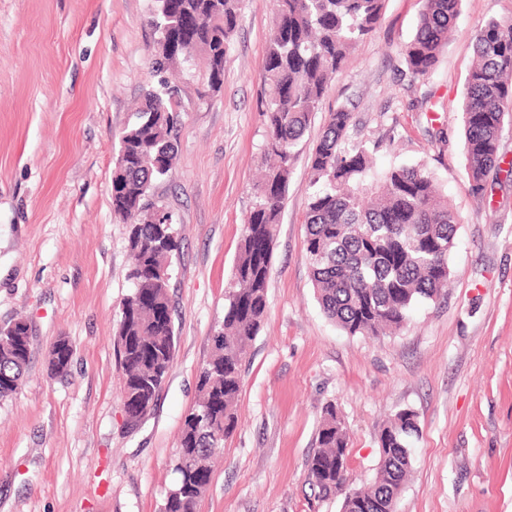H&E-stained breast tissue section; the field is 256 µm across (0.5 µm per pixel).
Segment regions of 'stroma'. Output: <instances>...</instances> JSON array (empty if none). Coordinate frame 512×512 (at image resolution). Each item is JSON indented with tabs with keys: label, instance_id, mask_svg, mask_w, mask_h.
I'll use <instances>...</instances> for the list:
<instances>
[{
	"label": "stroma",
	"instance_id": "obj_1",
	"mask_svg": "<svg viewBox=\"0 0 512 512\" xmlns=\"http://www.w3.org/2000/svg\"><path fill=\"white\" fill-rule=\"evenodd\" d=\"M423 0H386L310 120L275 227L269 312L242 365L238 424L197 512H340L306 482L326 405L349 434L352 486L367 485L390 416L417 415L398 512H512V183L475 197L461 103L474 35L512 0H462L434 74L411 82L400 48ZM154 0H0V326L31 329L23 383L0 400V512H162L197 370L224 320L254 184L264 168V70L273 0H244L219 92L195 56L181 86L178 156L151 190L180 250L169 294L177 336L153 408L125 422L113 337L129 294L127 226L112 212L119 136L146 89ZM430 96L433 112L421 111ZM380 166L422 165L460 217L454 278L400 331L339 330L317 304L305 252L308 154L337 107ZM68 371L47 373L60 337Z\"/></svg>",
	"mask_w": 512,
	"mask_h": 512
}]
</instances>
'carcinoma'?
Here are the masks:
<instances>
[{
  "mask_svg": "<svg viewBox=\"0 0 512 512\" xmlns=\"http://www.w3.org/2000/svg\"><path fill=\"white\" fill-rule=\"evenodd\" d=\"M151 26L158 38L155 73L208 57L207 83L221 90L224 63L241 18L242 0H156ZM384 0H274L273 28L264 59L267 100L265 155L273 159L254 187L234 264V286L215 330L213 351L197 375L199 400L186 415L175 464L177 480L163 512H196L211 482V461L224 453L236 426L242 362L269 308L274 230L288 197L298 147L312 114L322 107L328 82L352 49L377 28ZM461 0H424L413 37L401 49L412 81L433 73L441 47L460 13ZM474 65L465 79L462 112L466 170L473 195L500 184V151L512 117V18L493 19L475 35ZM178 89L168 81L143 97L123 130L112 170V211L129 224L133 289L124 298L114 345L124 376L128 424L153 406L174 359L171 263L179 243L173 225L157 224L150 201L155 182L168 176L178 151ZM353 113L329 112L308 156L310 179L305 251L317 302L350 336L378 338L400 330L419 304L445 295L453 276L458 212L434 178L416 165L376 170V151L352 139ZM73 347L59 338L48 353L52 375L67 371ZM29 361V326L17 320L0 328V400L18 391ZM417 415L400 409L379 435L374 479L350 497L349 436L336 407L323 408L318 448L307 483L321 500L341 499V512H397L411 471L410 439Z\"/></svg>",
  "mask_w": 512,
  "mask_h": 512,
  "instance_id": "1",
  "label": "carcinoma"
}]
</instances>
